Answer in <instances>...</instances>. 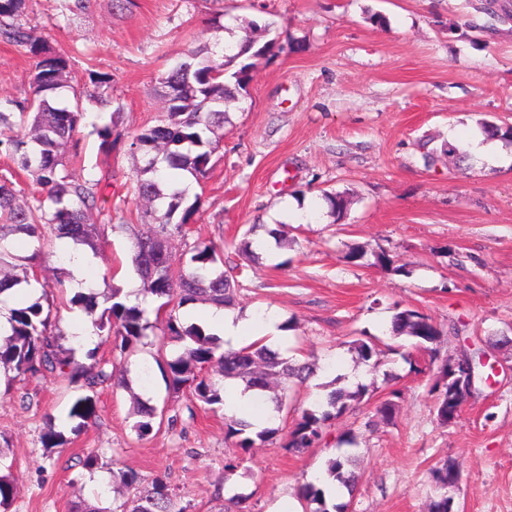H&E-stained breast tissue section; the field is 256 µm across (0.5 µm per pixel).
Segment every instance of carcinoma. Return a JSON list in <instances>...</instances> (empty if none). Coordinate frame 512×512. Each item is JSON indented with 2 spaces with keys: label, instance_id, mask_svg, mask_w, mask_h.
Masks as SVG:
<instances>
[{
  "label": "carcinoma",
  "instance_id": "1",
  "mask_svg": "<svg viewBox=\"0 0 512 512\" xmlns=\"http://www.w3.org/2000/svg\"><path fill=\"white\" fill-rule=\"evenodd\" d=\"M24 4L25 0H0V40L37 58L32 91L22 100L0 99V125L9 123L16 115L22 122L31 121L38 134L30 141L17 136L0 137V156L15 165L14 175L22 174L35 182L46 192V197L21 206L16 202V182L7 177L0 179V266L15 259L5 245L12 236L24 234L38 243L27 266L22 268V275L0 279V294L22 283L31 285V279L37 278L35 262L47 254L57 255V242L67 239L76 249L93 245L96 228L88 223V216L102 211L104 203L101 180L77 175L70 167L80 154L75 135L85 116V103L94 102L101 107L111 104L112 75L90 69L88 79L72 78L69 58L32 37L30 28L22 21ZM495 4L496 0H482L472 5L475 15L465 27L479 33L490 29L491 22L501 19ZM252 67L248 57H237L234 49L218 58L205 48L190 51L158 78L160 89L170 98L166 112L155 124L140 130L130 143L131 150L148 156L146 164L135 173L132 192L157 202L155 209L137 215L140 223L153 224L155 230L135 238L132 255L145 292L163 300L155 318H150L147 310L138 305L128 306L119 301L118 288L112 289V295L102 301L91 286L87 292L70 299V303L82 306L93 328L111 338L112 349L122 355L156 342L179 344L181 351L164 360L162 366L168 390L177 394L188 388L198 402L213 410L224 406L227 378L238 379L246 388L263 393L268 391L270 380L280 382L282 392L271 397L275 415L270 418L269 426L253 433L243 419L224 420L225 438L239 449V454L227 458L224 464L229 476L237 471L252 448L275 440L283 432L277 419L279 413L288 409L289 384L304 379V367L293 364L260 340L238 350L222 351L218 338L205 334L195 324H185L179 310L189 303L201 300L222 307L232 305L241 287L238 277L242 267L224 260L223 250L205 242L194 243L189 259L177 262L172 259L168 239L174 235L187 236L188 225L194 223L199 210L197 199L185 205L187 187L174 181L173 175L176 172L190 175L197 182L206 177L212 168L211 159L220 149L219 130L226 119L224 105L245 90V85L253 79ZM481 128L486 134L512 143L511 125L484 120ZM323 198L338 220L350 206L349 198L340 193L325 191ZM373 256L375 263L395 273L410 274L407 264H395L383 250ZM42 297L41 302L23 303L10 309L7 325L0 326V367L13 370L20 378L60 379L75 388L79 395L73 400L67 419L73 423L71 431L78 432L95 417V395L112 380V373L102 364L95 372L86 369L77 359L78 348L65 342L52 319L50 292L43 291ZM391 333L431 351L442 337L441 329L428 315L398 305L391 318ZM378 342L375 336L363 335L353 339L350 348L368 362L380 352ZM215 360L220 363L218 376L204 375V368ZM450 375V364L445 362L429 388L436 419L442 425L448 424L454 408ZM369 395V388L362 384L353 390L341 387L325 393L295 419L286 432L284 447H312L328 424L355 412ZM399 398L400 390H390L376 409L377 418L367 420L365 429L372 432L377 421H390ZM136 416L139 417L134 425L137 434H149L157 409L139 402ZM63 442V433L56 429L54 422H47L42 435L44 447L55 448ZM355 462V457L348 453L330 459L327 478L353 489L357 477L351 466ZM459 476L460 469L450 461L432 471L440 494L432 502L430 512H451L452 501L445 490L455 485ZM15 490L10 477L0 475V512L8 509ZM300 496L305 502V512H329L324 488L307 483L301 488ZM172 505L168 477L160 473L153 478L148 495L128 500L112 512H174Z\"/></svg>",
  "mask_w": 512,
  "mask_h": 512
}]
</instances>
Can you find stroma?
Returning <instances> with one entry per match:
<instances>
[{
  "label": "stroma",
  "mask_w": 512,
  "mask_h": 512,
  "mask_svg": "<svg viewBox=\"0 0 512 512\" xmlns=\"http://www.w3.org/2000/svg\"><path fill=\"white\" fill-rule=\"evenodd\" d=\"M471 0H88L63 17L58 0H26L24 22L56 52L71 57L74 76L87 70L112 76V104H87L77 137L76 165L101 181L103 212L96 226L91 278L110 294L116 268L130 264L136 223L147 208L129 184L142 164L132 137L165 111L161 73L200 46L220 50L226 32L248 21L268 29L272 55L256 59L253 79L230 103L222 147L201 183L197 239L225 244L252 225L284 232L287 247L248 263L235 302L239 311L275 309L290 320L284 356L312 374L293 385L282 420L322 395L323 384L348 385L345 367L374 391L368 404L332 422L319 444L299 451L268 442L252 448L233 476L224 462L235 449L224 415L194 400L190 390L168 393L154 364L156 347L124 357L97 338L95 355L113 372L96 397L97 415L70 434L73 389L51 378L20 379L0 368V473L16 494L8 512H76L83 505L111 512L115 503L147 494L155 474L168 473L176 512H223L226 497H241L240 512H300L301 485L328 458L345 452L354 434L358 487L347 512H427L437 494L432 468L458 462L462 476L448 488L455 512H512V164L450 163L448 141L464 144L481 120L512 124V22L493 38L449 33L463 24ZM221 14V28L211 18ZM382 22H373V15ZM36 60L0 41V98L23 99ZM114 122L111 157L98 150L94 125ZM351 200L335 220L322 194ZM310 202L312 221L283 215L284 204ZM131 221V230L121 221ZM194 239V240H197ZM194 240L171 237L175 258ZM385 250L410 265L403 276L350 262L352 247ZM427 314L447 337L440 359L482 354L495 379L476 382L456 420L440 425L428 383L436 370L427 352L393 338L394 305ZM387 346L376 364L348 349L361 334ZM401 392L394 420L367 431L389 389ZM144 401L177 416L140 437L134 407ZM67 432L64 445L44 447L47 422ZM115 457L116 467L86 470L87 453ZM139 481L125 486L119 474Z\"/></svg>",
  "instance_id": "stroma-1"
}]
</instances>
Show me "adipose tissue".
<instances>
[{
    "label": "adipose tissue",
    "mask_w": 512,
    "mask_h": 512,
    "mask_svg": "<svg viewBox=\"0 0 512 512\" xmlns=\"http://www.w3.org/2000/svg\"><path fill=\"white\" fill-rule=\"evenodd\" d=\"M189 317H203L206 325L224 342L240 348L253 341H264L271 349H278L286 344L288 334L283 329V320L276 311H266L263 318H256L254 313H239L231 309L216 306L208 307L205 313L189 309ZM224 412L245 419L252 431H260L267 426L271 415L270 409L258 408L254 392L243 390L235 381L224 383Z\"/></svg>",
    "instance_id": "obj_1"
}]
</instances>
